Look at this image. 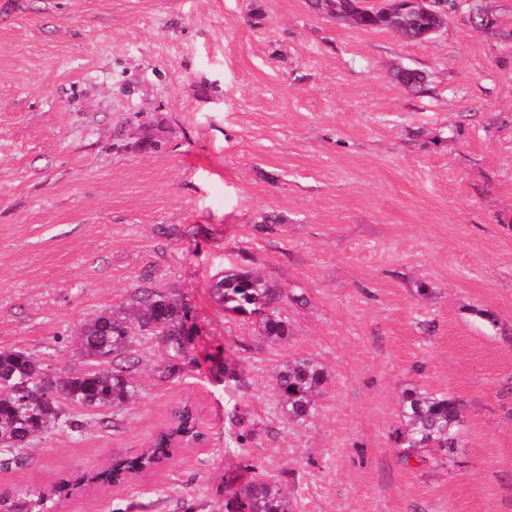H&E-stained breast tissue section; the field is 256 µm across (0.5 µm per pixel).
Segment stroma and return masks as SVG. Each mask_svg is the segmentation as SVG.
<instances>
[{"label":"stroma","mask_w":512,"mask_h":512,"mask_svg":"<svg viewBox=\"0 0 512 512\" xmlns=\"http://www.w3.org/2000/svg\"><path fill=\"white\" fill-rule=\"evenodd\" d=\"M228 269L277 288L287 339L214 302ZM142 285L190 304L184 364L141 339L135 402L1 456L0 494L140 452L190 399L205 447L57 512H226L253 466L294 512H512V0L421 42L312 0H0V349L63 377ZM299 357L329 380L294 426L270 378ZM409 388L462 408L438 465L393 451Z\"/></svg>","instance_id":"stroma-1"}]
</instances>
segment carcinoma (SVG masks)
Returning <instances> with one entry per match:
<instances>
[{"mask_svg":"<svg viewBox=\"0 0 512 512\" xmlns=\"http://www.w3.org/2000/svg\"><path fill=\"white\" fill-rule=\"evenodd\" d=\"M317 5L336 20L361 28L396 32L408 39L425 41V33L439 28L444 16L418 7L409 0H382L362 11L352 0H317ZM212 294L224 311L260 316V334L279 342L288 337V320L274 306L277 292L250 272L227 270L213 283ZM190 307L182 297L151 287H138L127 304L105 310L82 325L76 343L85 359L81 370L65 377L61 390L48 397L42 383L48 372L41 360L25 350L0 351V453L17 452L35 437L57 428H77V421L62 420L60 400L81 411L117 412L132 403L139 383L129 363L135 343L147 337L154 341L173 371L189 353L192 343L187 329ZM327 373L311 359H293L274 376L277 408L288 421L305 423L317 411L315 398L327 382ZM402 428L395 443L404 464L437 463L458 447L462 412L446 392L409 389L400 403ZM198 416L184 404L172 415L166 429L149 440L145 451L118 457L105 471L93 475L102 484L122 475L148 469L166 455L167 439L179 433H196ZM0 512H55L50 494L31 489L13 496L0 495ZM235 512H292L290 499L275 480L252 477L242 486Z\"/></svg>","mask_w":512,"mask_h":512,"instance_id":"1","label":"carcinoma"}]
</instances>
